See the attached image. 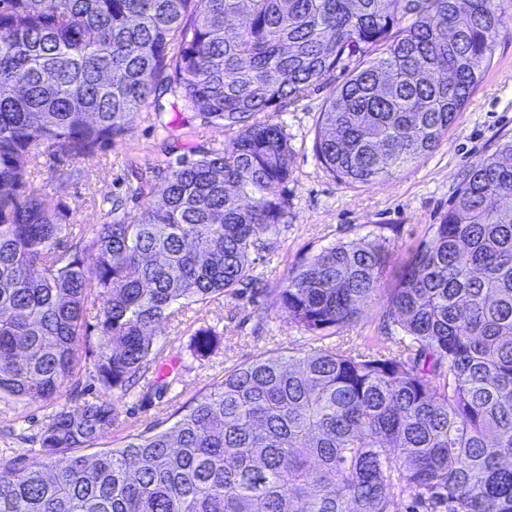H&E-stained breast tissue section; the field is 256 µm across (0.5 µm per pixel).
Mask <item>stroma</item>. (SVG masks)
I'll return each mask as SVG.
<instances>
[{
  "label": "stroma",
  "instance_id": "obj_1",
  "mask_svg": "<svg viewBox=\"0 0 512 512\" xmlns=\"http://www.w3.org/2000/svg\"><path fill=\"white\" fill-rule=\"evenodd\" d=\"M356 64V59L345 60L326 83L311 87L298 103L271 113V120L285 127L292 148L285 188L288 210L273 254L255 263L258 285H244L210 303L182 308L175 319L159 325L154 347L162 365L171 368L173 383L152 396L139 387L116 396L117 423L98 440V447L117 446L126 435L163 424L221 381L225 371L256 358L329 349L363 351L396 334V327L383 318L388 288L429 226L447 214L473 164L512 139V32L496 40L489 67L439 145L379 183L331 177L313 150L319 116ZM231 138V133L204 123L177 94L167 91L159 103H147L134 116L127 136L95 156L73 162L45 157L35 187L48 204L67 198L78 222L91 226L103 222L107 199L123 198L128 210L138 211L143 199L136 197V187H143L147 198L158 199V171L166 163ZM75 170L80 178H72ZM61 181L67 189L59 194L55 186ZM351 241L388 249L390 263L380 294L346 330L312 337L276 308V290L305 257ZM207 327L217 336L212 352L201 359L193 353V342L196 332ZM51 413V408L38 404L0 398V460L18 462L41 455L39 438Z\"/></svg>",
  "mask_w": 512,
  "mask_h": 512
}]
</instances>
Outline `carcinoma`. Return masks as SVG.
Here are the masks:
<instances>
[{
	"mask_svg": "<svg viewBox=\"0 0 512 512\" xmlns=\"http://www.w3.org/2000/svg\"><path fill=\"white\" fill-rule=\"evenodd\" d=\"M506 0H0V394L100 396L46 424L41 456L0 464V512H512V140L478 161L390 288L395 343L260 357L164 429L88 448L158 363L154 327L255 281L286 215L291 146L269 113L357 55L321 113L327 173L372 183L430 152L490 65ZM234 133L162 168L160 201L109 199L89 230L47 208L42 155L125 136L161 90ZM94 262H86L88 256ZM381 245L324 248L276 306L323 337L355 322ZM215 333H196L206 355Z\"/></svg>",
	"mask_w": 512,
	"mask_h": 512,
	"instance_id": "cac0c4a2",
	"label": "carcinoma"
}]
</instances>
